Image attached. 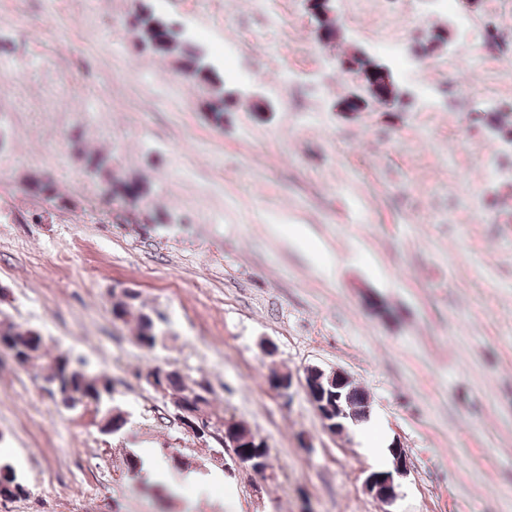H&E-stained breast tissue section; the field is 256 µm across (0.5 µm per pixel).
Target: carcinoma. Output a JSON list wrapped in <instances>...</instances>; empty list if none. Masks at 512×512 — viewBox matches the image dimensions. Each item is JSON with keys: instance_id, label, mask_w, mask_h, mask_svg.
I'll list each match as a JSON object with an SVG mask.
<instances>
[{"instance_id": "obj_1", "label": "carcinoma", "mask_w": 512, "mask_h": 512, "mask_svg": "<svg viewBox=\"0 0 512 512\" xmlns=\"http://www.w3.org/2000/svg\"><path fill=\"white\" fill-rule=\"evenodd\" d=\"M132 30L136 45L177 64L180 73L199 85L207 95L205 108L209 121L216 127L224 126V113L233 110L239 96L224 88V78L208 54L191 44L185 34L177 30L167 18L147 3H139L134 12ZM354 57L357 68L350 74L370 73L368 79L370 99L390 112L396 106L397 98L391 83L392 69L374 57ZM488 124L492 131L504 138L512 139V106H498L488 113ZM71 142L84 161L85 171L103 177L111 184L112 197L129 203L142 200L147 194L146 185L138 179H116L112 175L111 159L99 152H88L84 139L74 135ZM28 190L49 202L64 201L56 185L37 174L27 178ZM139 295L130 289L112 301V318L124 324L134 322L135 339L139 346L149 351L162 341L163 332L153 317L138 305ZM0 353H7L21 367H38L49 383L48 393L55 403L66 411L84 409L94 413V420L100 431L114 436L122 434L126 420L114 398V388L109 378L85 369L82 363L71 359L66 352L51 348L44 337L32 329H24L8 322H0ZM148 384H164L174 405L192 406L198 416L211 423L215 440L212 445L224 447V433H231L240 447L234 452L249 459L261 453L270 459V448L254 447L255 435L250 426L232 417L224 416V410L215 405L211 390L204 382L188 379L184 374L168 366H155L146 373ZM344 402L357 413L368 407L367 391L354 380L346 379L342 389Z\"/></svg>"}]
</instances>
